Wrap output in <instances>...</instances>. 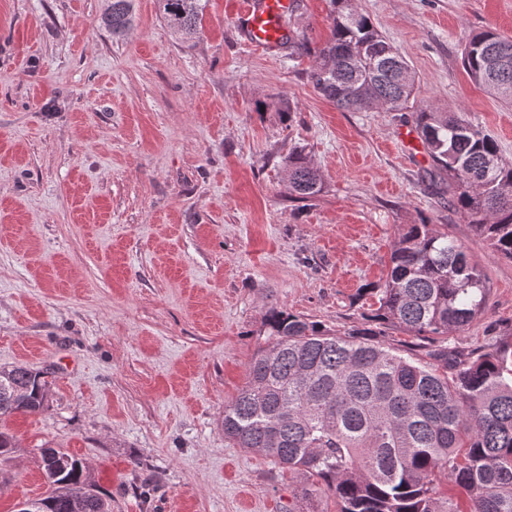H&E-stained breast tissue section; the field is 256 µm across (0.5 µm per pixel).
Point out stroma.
I'll list each match as a JSON object with an SVG mask.
<instances>
[{
    "instance_id": "35a3bbf8",
    "label": "stroma",
    "mask_w": 512,
    "mask_h": 512,
    "mask_svg": "<svg viewBox=\"0 0 512 512\" xmlns=\"http://www.w3.org/2000/svg\"><path fill=\"white\" fill-rule=\"evenodd\" d=\"M243 0H209L181 40L157 0L121 39L106 0H0V367L51 369L43 411L15 414L0 512L45 496L39 451L82 458L112 512H336L224 438L266 312L341 331L378 306L400 225L448 230L486 274L487 315L454 336L512 352V261L494 257L432 161L401 142L407 112H349L314 89L329 0H295L305 49L259 50ZM408 60L417 102L492 135L512 161V108L472 83L462 50L512 40V0H354ZM304 150L321 192H288Z\"/></svg>"
}]
</instances>
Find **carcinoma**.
<instances>
[{
	"label": "carcinoma",
	"instance_id": "cac0c4a2",
	"mask_svg": "<svg viewBox=\"0 0 512 512\" xmlns=\"http://www.w3.org/2000/svg\"><path fill=\"white\" fill-rule=\"evenodd\" d=\"M329 38L314 49V88L353 112L412 111L432 160L448 177V198L491 252L512 260V162L496 140L462 116L414 106L406 59L353 0H330ZM206 0H159L171 29L196 37ZM103 25L120 38L134 22V0H108ZM512 40L474 35L462 66L476 85L512 106V66L493 70L491 55ZM288 190L321 192V177L296 151L286 162ZM379 307L360 325L336 332L285 309L263 321L266 345L224 405V438L305 478L300 497L330 493L336 512H512V354L475 358L448 344L485 315L486 275L454 236L425 221L403 224L391 246ZM399 328L418 339L401 348ZM49 372L0 368V422L40 412ZM48 512H69V498L91 485L80 458L40 449Z\"/></svg>",
	"mask_w": 512,
	"mask_h": 512
}]
</instances>
